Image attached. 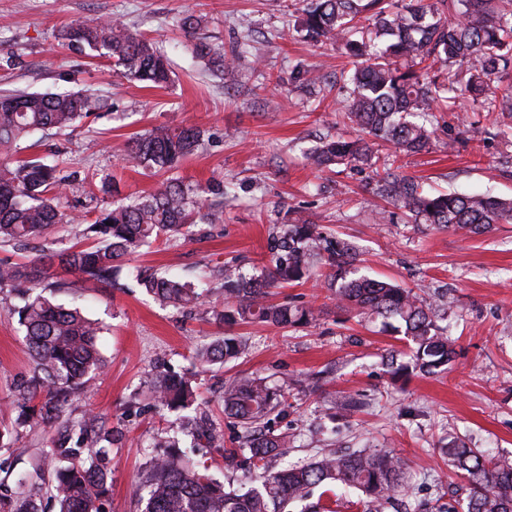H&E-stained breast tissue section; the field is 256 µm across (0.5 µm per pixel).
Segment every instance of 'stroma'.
Returning a JSON list of instances; mask_svg holds the SVG:
<instances>
[{
	"mask_svg": "<svg viewBox=\"0 0 512 512\" xmlns=\"http://www.w3.org/2000/svg\"><path fill=\"white\" fill-rule=\"evenodd\" d=\"M203 18L201 36L223 46L234 63L223 76L208 72L178 29L184 12ZM89 15L122 19L153 39L174 72L165 88H150L114 73L111 64L63 45L59 35ZM297 0H0V91L82 90L103 102L97 117L63 132H48L28 158L80 173L62 205L73 211L124 203L159 178L125 167L126 143L153 127L196 126L204 142L178 177L206 193L224 182V221L197 225L193 234L142 247L122 269L115 288H87L74 274L54 269L58 302L97 320L105 368L92 390L76 395L77 415L94 413L121 427L123 445L112 449V489L103 512H137L142 471L151 442L175 433V414L145 406L138 394L155 368L192 373L198 401L224 434L206 448L182 444L206 461L225 487L241 486L224 451L236 447L239 429L223 411L225 382L250 374L283 387L289 408L273 417L275 433L290 440L273 469L303 464L336 448L388 450L407 463V485L395 512H419L423 502L459 478L443 449L462 442L495 455H512V223L465 235L413 223L402 208L372 191L370 168L339 165L318 170L306 153L328 135L355 130L339 115L335 80L352 66L342 45L314 43L300 31ZM320 71L333 89L307 84ZM429 150L401 154V174L425 190L512 197V143L495 136L483 113L464 101L441 112ZM317 224L327 243L349 240L359 250L360 273L389 278L422 297H444L438 325L455 349L448 371L393 379L387 356L408 344L380 323L340 309L320 275L277 289V302L312 309L304 324L220 325L206 308L160 306L138 286L137 274L160 272L200 284L214 302L224 291L218 267L230 262L258 275L269 266L274 237L287 218ZM80 224H58L33 248L0 247V261H39L43 252L85 243ZM16 294L0 293V428L17 415L16 384L30 370L18 324ZM245 337V351L228 363L196 366L191 352L222 335ZM53 429L37 425L21 434L23 455L0 447V487L14 488L48 448Z\"/></svg>",
	"mask_w": 512,
	"mask_h": 512,
	"instance_id": "obj_1",
	"label": "stroma"
}]
</instances>
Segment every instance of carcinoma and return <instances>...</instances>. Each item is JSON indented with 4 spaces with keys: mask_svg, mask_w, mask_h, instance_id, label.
<instances>
[{
    "mask_svg": "<svg viewBox=\"0 0 512 512\" xmlns=\"http://www.w3.org/2000/svg\"><path fill=\"white\" fill-rule=\"evenodd\" d=\"M300 26L312 41L340 42L353 59L344 75L341 112L361 135L355 139L329 137L306 158L316 169L350 163L371 168L373 145L385 142L393 153L420 152L432 144L433 131L420 118L448 110V99L470 100L483 112L508 113L512 95H484L493 81L512 77V0H304ZM177 26L194 37L192 50L216 75L233 60L224 48L197 37L201 17L184 13ZM69 44L87 48L112 62L130 79L162 87L172 71L164 53L150 39L129 30L118 19L86 17L64 30ZM98 98L82 91L0 94V244L22 249L55 224H83L85 215L66 212L60 198L70 189L69 177L57 166L27 161L15 166L7 159L36 131L67 130L99 111ZM198 127L159 126L132 138L125 151L128 164L165 174L151 192L127 204L99 210L85 229L90 246H73L34 264L0 262V292H16L23 300L18 323L31 356L28 378L16 391L22 399L14 431L32 421L55 430L56 437L42 452L38 466L18 480L39 486L58 512H102L112 474L110 449L122 433L98 415L72 419L71 395L92 385L104 363L97 346L100 328L77 308H67L44 295L61 288L50 280L57 263L80 280L108 285L126 258L160 235H187L197 223L224 221L222 183L210 186L211 198L171 176L179 164L200 148ZM378 193L405 208L416 224H434L466 234H482L495 224L512 223V199L490 195L428 193L411 177L383 162ZM321 236L303 218L284 225L272 266L255 276L224 266V302L210 306L220 324L264 323L286 327L306 323L312 311L271 300V289L311 276L307 262L318 257L328 288L340 307L359 316L383 319L384 326L402 334L411 345L410 361L394 375L414 372L433 375L448 370L454 349L439 331V305L409 288L367 276H350L356 250L349 242L321 253ZM138 283L155 300L178 309L206 304L190 282L153 273ZM245 343L238 336L196 347L202 366L237 358ZM154 406L179 412L197 408L192 379L185 373H159L150 381ZM284 390L253 377H237L224 387V414L241 426L239 447L249 455L238 459L234 450L224 459L239 463L252 483L244 493L227 491L209 474V466L177 450L179 440L161 436L154 448L171 452L154 457L140 482L141 512H332L333 489L360 492L364 512H384L406 482V463L388 451L340 454L329 450L308 464L269 468V461L288 447V437L264 431L269 416L283 405ZM182 431L210 446L224 444L215 430L197 431L183 417ZM448 461L466 483L448 490V502L437 512H512V458L456 444L445 449ZM0 512H45L24 491L0 494Z\"/></svg>",
    "mask_w": 512,
    "mask_h": 512,
    "instance_id": "1",
    "label": "carcinoma"
}]
</instances>
